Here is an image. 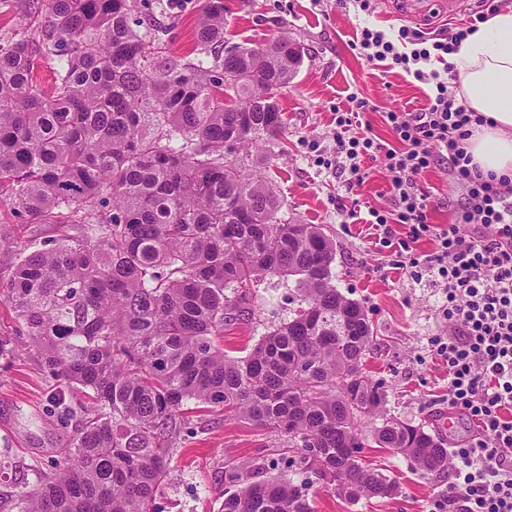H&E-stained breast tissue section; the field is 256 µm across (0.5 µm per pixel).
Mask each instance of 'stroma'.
<instances>
[{
  "instance_id": "obj_1",
  "label": "stroma",
  "mask_w": 512,
  "mask_h": 512,
  "mask_svg": "<svg viewBox=\"0 0 512 512\" xmlns=\"http://www.w3.org/2000/svg\"><path fill=\"white\" fill-rule=\"evenodd\" d=\"M205 0H148L147 25L160 30L163 56L191 59ZM227 44L258 46L281 32H290L301 46L302 62L280 92L285 131L271 153L269 182L281 203V219L316 224L335 247L333 280L347 298L367 311L376 332L367 368L385 394L386 417L425 426L447 440L448 368L435 354L434 342L445 336L448 322L440 312L441 289L430 279L414 281L391 269L394 249L376 245L366 225L346 223L342 207L365 210L386 205L390 173L384 156L367 161L369 176L362 187L348 188L335 170L319 167V157L333 146V109L358 92L374 106L364 113L372 135L387 141L391 132L385 114L415 110L424 103L427 85L399 69L368 63L350 41L359 19L353 8L336 0H224ZM434 200L432 221L451 224L461 192L447 169L433 168L420 179ZM299 296L293 279L275 277L253 290L257 319L224 328V350L247 355L269 326L291 318ZM19 351L0 359V453L9 463L0 483L11 485L15 473L34 460H47L73 436L85 410L94 401L78 392L60 396L26 337H17ZM397 485L390 498L347 502L322 483L305 484L302 452L286 441L220 410L185 414L170 456L167 477L156 494V512H221L225 493L238 489L233 473L263 459L261 479L282 477L305 484L314 512H431L448 484L444 472L420 469L402 454L381 448L363 451Z\"/></svg>"
}]
</instances>
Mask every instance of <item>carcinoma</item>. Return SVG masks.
I'll return each instance as SVG.
<instances>
[{
    "label": "carcinoma",
    "mask_w": 512,
    "mask_h": 512,
    "mask_svg": "<svg viewBox=\"0 0 512 512\" xmlns=\"http://www.w3.org/2000/svg\"><path fill=\"white\" fill-rule=\"evenodd\" d=\"M37 39L0 37V207L48 224L21 245L0 296L47 372L100 405L32 488L0 493V512H155L182 415L220 408L322 449L307 465L349 502L395 486L362 462L365 442L427 472L448 449L422 426L385 420L365 368L374 330L332 283L333 243L290 224L267 180L225 153L284 133L275 96L302 61L284 33L269 47L223 54L224 0H206L200 56H155L137 0H45ZM53 60L55 89L34 75ZM234 74L224 85V70ZM292 277V319L243 357L216 342L254 315V284ZM222 512H312L279 479L246 482Z\"/></svg>",
    "instance_id": "carcinoma-1"
}]
</instances>
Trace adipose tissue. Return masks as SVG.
<instances>
[{"label":"adipose tissue","mask_w":512,"mask_h":512,"mask_svg":"<svg viewBox=\"0 0 512 512\" xmlns=\"http://www.w3.org/2000/svg\"><path fill=\"white\" fill-rule=\"evenodd\" d=\"M448 61L458 72V96L486 119L466 142L473 164L512 178V11L480 24Z\"/></svg>","instance_id":"obj_1"}]
</instances>
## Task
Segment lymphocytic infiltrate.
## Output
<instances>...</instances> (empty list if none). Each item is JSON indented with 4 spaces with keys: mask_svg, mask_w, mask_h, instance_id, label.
Listing matches in <instances>:
<instances>
[{
    "mask_svg": "<svg viewBox=\"0 0 512 512\" xmlns=\"http://www.w3.org/2000/svg\"><path fill=\"white\" fill-rule=\"evenodd\" d=\"M498 9L497 0H481L471 21L432 36L417 26H400L393 39L361 27L352 49L367 62L386 61L413 74L430 92L419 111L387 112L389 144L363 129L360 116L371 105L350 93L335 112L336 150L321 161L346 173L348 186L355 187L366 181L364 161L385 156L391 174L388 205L348 216L367 220L385 247L395 243L393 225L404 226L406 237L397 243L405 256L396 268L443 288L448 339L438 343L436 354L448 367V410L479 430L449 454L443 498L457 512H512V180L485 179L473 166L465 142L485 119L459 103L447 63ZM435 165L447 166L462 192L448 225L432 223L431 196L418 184ZM473 223L481 225L482 235H463L461 225ZM424 238L434 241V251L413 252V244Z\"/></svg>",
    "mask_w": 512,
    "mask_h": 512,
    "instance_id": "1",
    "label": "lymphocytic infiltrate"
}]
</instances>
